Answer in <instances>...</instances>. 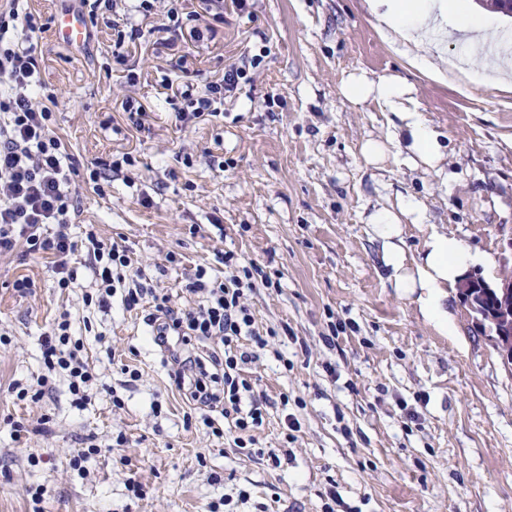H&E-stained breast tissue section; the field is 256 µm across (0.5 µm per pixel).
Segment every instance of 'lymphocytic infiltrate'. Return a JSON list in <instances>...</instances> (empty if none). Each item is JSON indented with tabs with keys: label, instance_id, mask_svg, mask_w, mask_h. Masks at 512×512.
Here are the masks:
<instances>
[{
	"label": "lymphocytic infiltrate",
	"instance_id": "1",
	"mask_svg": "<svg viewBox=\"0 0 512 512\" xmlns=\"http://www.w3.org/2000/svg\"><path fill=\"white\" fill-rule=\"evenodd\" d=\"M37 28L27 0H7L0 10V255L22 248L30 254L52 255L57 285L68 288L77 280L69 224L71 212L78 209L75 183L80 169L50 127L56 96L45 91L39 79L29 38ZM241 74V69L232 67L225 71L222 84L198 94L184 93L187 108L177 113V120L185 123L211 115L215 99L233 89ZM47 224L54 225L52 234L42 233ZM87 239L92 289L84 293V305L107 307L118 293L126 308L140 305L148 292L146 275L132 267L128 247L105 245L92 232ZM223 262L224 279L209 278L200 266L186 284L189 294L201 298L197 307L178 312L169 297L158 296L150 321L153 342L166 355L172 385L193 401L212 434L224 433L216 426L213 411L233 417L234 443L243 448L248 444L247 433L264 423V412L243 367L257 361L275 335L271 329L260 332L244 299L247 292L271 286L272 281L259 266L242 264L234 255L224 254ZM245 337L251 342L246 350L240 345ZM205 340L222 345L223 355L202 361L195 344ZM82 348V342L71 338L69 315H61L43 338L47 376L41 377L36 390L15 384L12 393L20 400L42 399L52 390L49 373L59 370L69 379L76 405H84L95 376L81 356Z\"/></svg>",
	"mask_w": 512,
	"mask_h": 512
}]
</instances>
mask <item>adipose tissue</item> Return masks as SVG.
Listing matches in <instances>:
<instances>
[{
  "label": "adipose tissue",
  "instance_id": "adipose-tissue-1",
  "mask_svg": "<svg viewBox=\"0 0 512 512\" xmlns=\"http://www.w3.org/2000/svg\"><path fill=\"white\" fill-rule=\"evenodd\" d=\"M385 11L376 13V27L393 45L411 49L415 67L436 80H444L445 72L433 62L438 50L440 32L445 31L448 17L456 6L448 0H382ZM343 96L352 103L375 99L389 110L402 113L410 137L408 159L428 168H439L444 159L435 133L423 123L417 112L407 106L408 87L396 77L377 81L365 74L351 75L341 88ZM422 213L416 200H405L398 210L379 209L369 217L375 235L387 245L386 264L393 272L394 285L406 292L419 291L423 314L442 329L451 330L452 323L443 302L448 287L461 280L470 266L490 269L494 258L487 253H473L452 235L433 234L424 242V256L414 267H407L401 247L402 220L420 223Z\"/></svg>",
  "mask_w": 512,
  "mask_h": 512
}]
</instances>
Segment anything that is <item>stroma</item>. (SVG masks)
Wrapping results in <instances>:
<instances>
[{"label":"stroma","mask_w":512,"mask_h":512,"mask_svg":"<svg viewBox=\"0 0 512 512\" xmlns=\"http://www.w3.org/2000/svg\"><path fill=\"white\" fill-rule=\"evenodd\" d=\"M81 11L96 19L83 47L50 30L31 39L67 152L84 168L122 164L106 195L77 185L76 258L88 231L123 241L156 293L189 309L196 267L223 275L218 254H234L278 275L279 287L255 289L247 304L260 328L281 334L244 368L265 412L253 453L186 424L151 305L128 310L116 296L110 309L88 307V270L62 289L52 256L0 257V332L11 338L0 344V512H325L333 489L337 512H512V372L458 289L448 335L392 287L367 222L413 198L422 219L402 227L407 262L435 232L501 258L512 237V89L428 77L379 34L366 0H158L151 15H130L141 31L123 46L130 80L113 61L101 0ZM234 65L244 75L217 116L177 125V89L222 83ZM359 73L410 85L412 109L444 148L442 169L400 153L365 162L364 141L402 121L342 95ZM129 100L144 104L142 126L128 121ZM21 278L30 293L14 290ZM64 312L97 376L90 400L75 406L61 375L43 399L15 400L12 384L45 375L41 338ZM409 408L418 421L406 420ZM290 415L301 429L286 445ZM90 435L105 451L74 467ZM284 449L289 458L273 464L269 452Z\"/></svg>","instance_id":"stroma-1"}]
</instances>
